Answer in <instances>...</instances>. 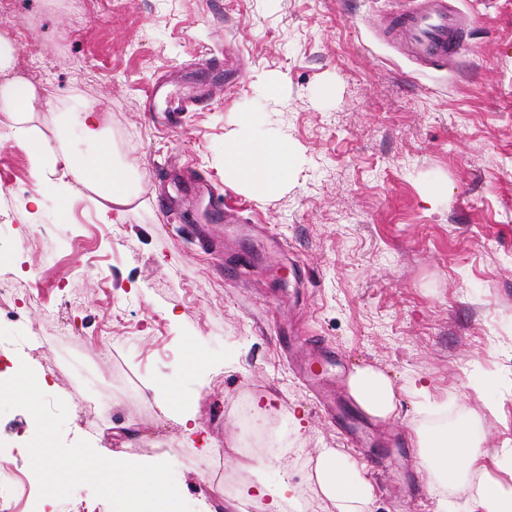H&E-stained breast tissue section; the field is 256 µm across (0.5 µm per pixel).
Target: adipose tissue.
I'll list each match as a JSON object with an SVG mask.
<instances>
[{"instance_id":"ef3b65f1","label":"adipose tissue","mask_w":512,"mask_h":512,"mask_svg":"<svg viewBox=\"0 0 512 512\" xmlns=\"http://www.w3.org/2000/svg\"><path fill=\"white\" fill-rule=\"evenodd\" d=\"M33 89L22 82L0 86V111L18 115L16 138L30 156L33 177L40 182L65 173L84 184L104 201L103 216L122 213L125 206L138 199L143 188L131 175V165L114 161L108 145H101L96 158L88 164L79 162L66 150L54 149L36 128L22 117ZM293 151L284 138L249 130L231 136L224 145V173L244 183L259 197L281 191L292 172ZM350 392L370 415L388 420L396 411L395 393L390 379L371 367L357 369L349 381ZM426 467L456 486L473 503L476 512H512V486L502 483H472L469 475L479 467L485 452L469 423L431 434H417ZM317 475L324 494L335 501L338 512H357L358 503L373 496V487L358 463L321 451Z\"/></svg>"}]
</instances>
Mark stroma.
<instances>
[{
	"mask_svg": "<svg viewBox=\"0 0 512 512\" xmlns=\"http://www.w3.org/2000/svg\"><path fill=\"white\" fill-rule=\"evenodd\" d=\"M456 3L476 19L473 38L425 68L365 23L402 0H10L0 26L22 41L32 125L90 160L97 146L76 117L100 110L106 142L144 187L104 223L92 191L36 182L0 127V280L42 297L0 311V342L24 362L45 336L29 361L98 404L90 419L68 403L65 443L169 462L192 512H214L224 477L237 485L223 512H266L257 488L283 483L338 512L316 477L323 448L365 465L374 491L360 512H442L466 503L423 465L414 432L466 419L486 452L473 481L512 484V0ZM160 75L178 92L198 78L224 91L168 128L164 100L149 98ZM245 122L287 138L282 193L260 199L225 180L224 142ZM213 201L240 222L209 223ZM272 233L285 242L275 268ZM284 334L304 351L321 341L346 373L383 372L395 417L372 418L337 389V413L368 434L349 439L290 370ZM184 399L201 427L189 437ZM244 411L275 426L280 448L259 462L232 451ZM35 431L26 410L0 415V473L34 479Z\"/></svg>",
	"mask_w": 512,
	"mask_h": 512,
	"instance_id": "stroma-1",
	"label": "stroma"
}]
</instances>
